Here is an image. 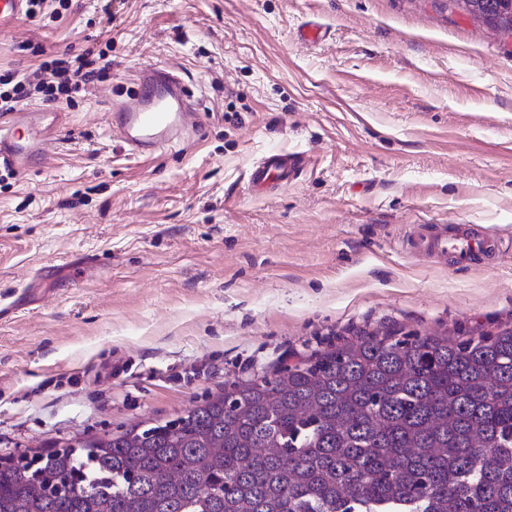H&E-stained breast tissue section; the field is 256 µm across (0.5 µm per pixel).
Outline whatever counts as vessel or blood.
Wrapping results in <instances>:
<instances>
[{"label": "vessel or blood", "instance_id": "vessel-or-blood-1", "mask_svg": "<svg viewBox=\"0 0 512 512\" xmlns=\"http://www.w3.org/2000/svg\"><path fill=\"white\" fill-rule=\"evenodd\" d=\"M28 0H0V29L13 25L26 15ZM186 89L183 78L166 66L141 70L126 108L111 116L109 124L131 154L151 157L181 145L187 132ZM64 123L60 111L22 107L0 113V168L18 173L35 163L47 162L45 141ZM299 160L291 154L273 153L264 157L250 172L256 187L288 184L295 180ZM406 242L411 253L436 259H449L465 266L480 254L495 253L496 236L477 232L471 225L447 228L442 224L413 225Z\"/></svg>", "mask_w": 512, "mask_h": 512}]
</instances>
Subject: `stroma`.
<instances>
[{
	"label": "stroma",
	"mask_w": 512,
	"mask_h": 512,
	"mask_svg": "<svg viewBox=\"0 0 512 512\" xmlns=\"http://www.w3.org/2000/svg\"><path fill=\"white\" fill-rule=\"evenodd\" d=\"M90 48L112 71L59 104L52 168L0 178V455L171 420L367 333L512 329V35L451 0H72L0 30V73ZM151 64L202 130L145 159L107 113ZM272 151L304 167L253 193ZM414 224L500 252L412 255Z\"/></svg>",
	"instance_id": "stroma-1"
}]
</instances>
